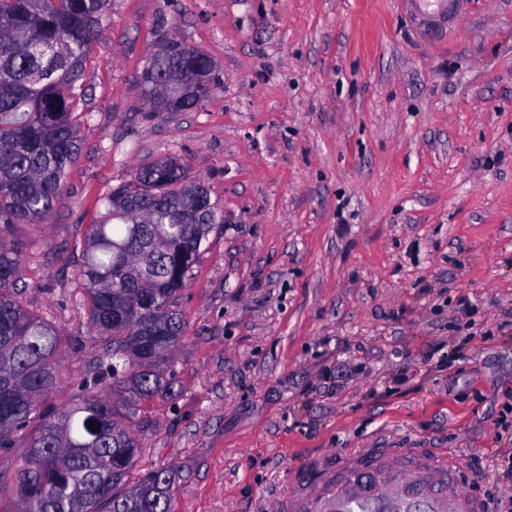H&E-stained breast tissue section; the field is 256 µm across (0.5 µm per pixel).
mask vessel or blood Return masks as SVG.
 Wrapping results in <instances>:
<instances>
[{"instance_id": "vessel-or-blood-1", "label": "vessel or blood", "mask_w": 512, "mask_h": 512, "mask_svg": "<svg viewBox=\"0 0 512 512\" xmlns=\"http://www.w3.org/2000/svg\"><path fill=\"white\" fill-rule=\"evenodd\" d=\"M410 15L446 22L452 0H400ZM313 488L284 494L280 512H486L455 477L453 455L416 448L396 455L373 448L321 465Z\"/></svg>"}]
</instances>
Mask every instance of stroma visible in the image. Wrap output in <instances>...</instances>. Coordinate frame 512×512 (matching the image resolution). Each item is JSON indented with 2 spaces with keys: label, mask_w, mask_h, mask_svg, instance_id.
<instances>
[{
  "label": "stroma",
  "mask_w": 512,
  "mask_h": 512,
  "mask_svg": "<svg viewBox=\"0 0 512 512\" xmlns=\"http://www.w3.org/2000/svg\"><path fill=\"white\" fill-rule=\"evenodd\" d=\"M427 39L398 0H111L83 76L81 150L23 299L91 365L75 266L54 255L141 163L178 156L224 213L178 299L172 393L143 402L144 464L175 512H277L313 461L439 448L512 495V0H465ZM219 70L189 112H147L158 32Z\"/></svg>",
  "instance_id": "1"
}]
</instances>
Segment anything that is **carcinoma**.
<instances>
[{
  "label": "carcinoma",
  "instance_id": "1",
  "mask_svg": "<svg viewBox=\"0 0 512 512\" xmlns=\"http://www.w3.org/2000/svg\"><path fill=\"white\" fill-rule=\"evenodd\" d=\"M107 7L0 0V457L25 449L13 471H0V512H173V469L140 472L146 420L108 391L147 401L173 388L163 363L188 326L175 299L217 222L209 188L171 156L139 165L101 199L102 219L74 245L100 355L64 403H55L58 357L77 340L22 299L32 245L14 228L46 221L62 199L81 147L82 76ZM204 58L168 38L142 68L143 93ZM189 188L206 199L196 215L183 206Z\"/></svg>",
  "mask_w": 512,
  "mask_h": 512
}]
</instances>
